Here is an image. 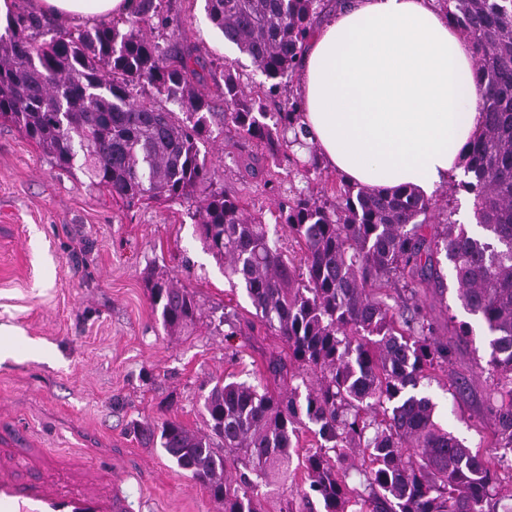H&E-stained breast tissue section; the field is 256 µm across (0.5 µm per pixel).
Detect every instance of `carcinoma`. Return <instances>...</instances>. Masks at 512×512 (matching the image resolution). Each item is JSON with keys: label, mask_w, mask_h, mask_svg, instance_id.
I'll use <instances>...</instances> for the list:
<instances>
[{"label": "carcinoma", "mask_w": 512, "mask_h": 512, "mask_svg": "<svg viewBox=\"0 0 512 512\" xmlns=\"http://www.w3.org/2000/svg\"><path fill=\"white\" fill-rule=\"evenodd\" d=\"M439 2L471 40L480 74L481 130L451 195L472 197L481 232L453 219L449 199L441 206L411 186L376 191L341 176L328 199L291 188L278 202L275 222L298 243L297 257L262 218L214 187L201 146L232 128L263 148L251 156L252 172L281 165L294 146L309 154L305 172L318 171L298 97L283 93L325 0H206L224 41L264 77L248 94L225 73L222 112L199 88L192 50L143 35L155 0H139L125 32L103 22L74 34L17 14L0 34V120L53 167L78 168L116 198L192 203L200 239L288 349V359L268 360L277 391L216 379L203 396L204 432L175 420L133 424L224 512H266L279 485L298 476L306 485L299 503L288 500L279 512H309L314 498L324 512H499L512 501L494 470L503 459L465 446L418 392L451 356L417 299L424 269L445 289L442 254L463 310L492 336L487 404L495 447L512 453V0ZM145 85L183 117L137 97ZM440 208L444 222L431 223ZM146 288L166 333L198 319L194 294L173 278L152 272ZM300 369L315 383H296ZM305 418L317 426L318 445L302 453Z\"/></svg>", "instance_id": "1"}]
</instances>
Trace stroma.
Wrapping results in <instances>:
<instances>
[{"instance_id":"stroma-1","label":"stroma","mask_w":512,"mask_h":512,"mask_svg":"<svg viewBox=\"0 0 512 512\" xmlns=\"http://www.w3.org/2000/svg\"><path fill=\"white\" fill-rule=\"evenodd\" d=\"M164 19L147 35L161 46L195 49L202 89L213 109L224 101L225 72L243 86L262 81L247 56L225 43L205 0H156ZM215 186L249 213L270 218L289 186L330 194V168L303 175L292 164L250 175L257 153L228 133L208 144ZM158 268L193 292L201 315L169 336L154 316L144 275ZM445 292L427 284L419 298L451 357L423 392L449 431L495 457V426L483 368L490 336L474 324L468 338L454 321L467 315L446 275ZM235 325L219 324L223 313ZM280 340L254 315L243 289L203 246L179 204H127L90 186L81 171L51 167L40 148L0 121V415L45 448H90L98 463L125 470L126 491L142 512H219L208 491L132 431L136 422L172 419L204 431L203 396L218 375L270 382L269 353Z\"/></svg>"}]
</instances>
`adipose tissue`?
<instances>
[{"label":"adipose tissue","mask_w":512,"mask_h":512,"mask_svg":"<svg viewBox=\"0 0 512 512\" xmlns=\"http://www.w3.org/2000/svg\"><path fill=\"white\" fill-rule=\"evenodd\" d=\"M60 19L124 16L134 0H39ZM471 41L436 0H339L299 67L301 122L324 161L367 188L430 195L476 133Z\"/></svg>","instance_id":"1"}]
</instances>
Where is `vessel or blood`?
I'll return each instance as SVG.
<instances>
[{"mask_svg": "<svg viewBox=\"0 0 512 512\" xmlns=\"http://www.w3.org/2000/svg\"><path fill=\"white\" fill-rule=\"evenodd\" d=\"M125 482L84 454L0 434V512H135Z\"/></svg>", "mask_w": 512, "mask_h": 512, "instance_id": "b4317fda", "label": "vessel or blood"}]
</instances>
